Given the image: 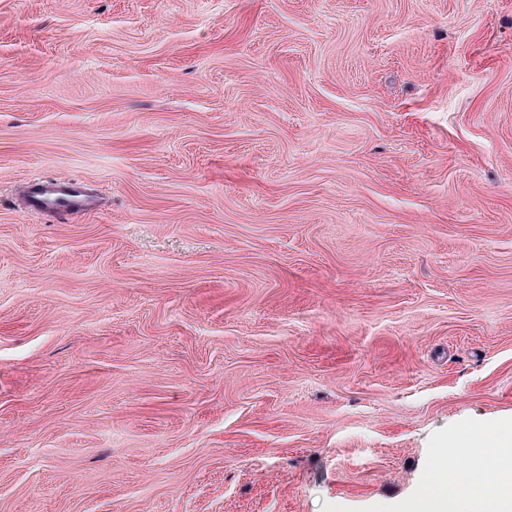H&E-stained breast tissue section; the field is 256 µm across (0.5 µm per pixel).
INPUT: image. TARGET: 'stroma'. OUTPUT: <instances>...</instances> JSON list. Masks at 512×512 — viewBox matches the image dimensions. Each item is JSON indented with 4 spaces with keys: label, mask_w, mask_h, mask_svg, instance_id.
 Listing matches in <instances>:
<instances>
[{
    "label": "stroma",
    "mask_w": 512,
    "mask_h": 512,
    "mask_svg": "<svg viewBox=\"0 0 512 512\" xmlns=\"http://www.w3.org/2000/svg\"><path fill=\"white\" fill-rule=\"evenodd\" d=\"M495 422L512 0H0V512H380ZM25 205L30 211L46 213L64 222L73 213L94 210L97 199L80 182L34 179L29 183Z\"/></svg>",
    "instance_id": "1"
}]
</instances>
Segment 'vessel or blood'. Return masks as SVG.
<instances>
[{
  "instance_id": "b4317fda",
  "label": "vessel or blood",
  "mask_w": 512,
  "mask_h": 512,
  "mask_svg": "<svg viewBox=\"0 0 512 512\" xmlns=\"http://www.w3.org/2000/svg\"><path fill=\"white\" fill-rule=\"evenodd\" d=\"M25 205L63 221L71 214L94 210L97 199L76 181L35 179L29 183Z\"/></svg>"
}]
</instances>
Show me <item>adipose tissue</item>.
<instances>
[{"mask_svg": "<svg viewBox=\"0 0 512 512\" xmlns=\"http://www.w3.org/2000/svg\"><path fill=\"white\" fill-rule=\"evenodd\" d=\"M467 461L455 463V452ZM404 512H512V435L472 436L433 453L427 482Z\"/></svg>", "mask_w": 512, "mask_h": 512, "instance_id": "obj_1", "label": "adipose tissue"}]
</instances>
